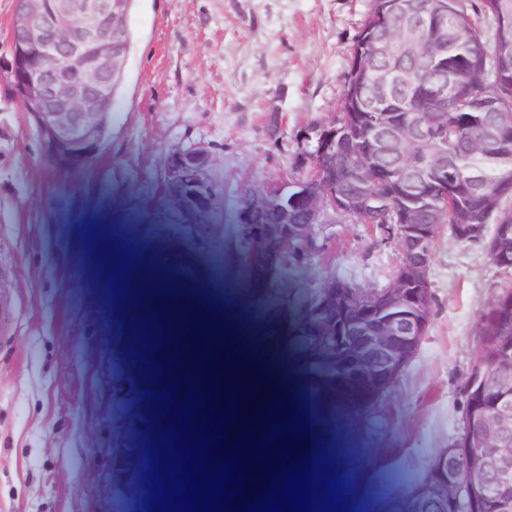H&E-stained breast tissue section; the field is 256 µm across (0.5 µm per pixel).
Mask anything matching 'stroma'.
<instances>
[{
	"label": "stroma",
	"instance_id": "35a3bbf8",
	"mask_svg": "<svg viewBox=\"0 0 512 512\" xmlns=\"http://www.w3.org/2000/svg\"><path fill=\"white\" fill-rule=\"evenodd\" d=\"M371 0H131L129 50L102 149L60 174L8 82H0V512H112L134 455L157 457L166 415L136 326L146 271L199 291L245 336L281 351L302 381L310 447L342 454L325 479L344 512H398L460 432L476 328L512 271L441 225L428 270L430 326L381 396L343 395L303 297L342 280L381 289L396 239L325 211L292 276L241 247L245 192L303 180L304 130L339 110ZM205 154L213 205L191 216L165 192L173 155ZM125 264L124 276L112 281ZM153 396L134 412L126 395Z\"/></svg>",
	"mask_w": 512,
	"mask_h": 512
}]
</instances>
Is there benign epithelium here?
Masks as SVG:
<instances>
[{
  "instance_id": "7a95c632",
  "label": "benign epithelium",
  "mask_w": 512,
  "mask_h": 512,
  "mask_svg": "<svg viewBox=\"0 0 512 512\" xmlns=\"http://www.w3.org/2000/svg\"><path fill=\"white\" fill-rule=\"evenodd\" d=\"M382 10L405 19L400 34L369 22L357 39L352 70L357 79L345 88L349 111L361 113L363 138L352 149L349 127L336 119L306 129L302 141L312 162L306 179L294 189L270 187L248 193L237 222L251 228V247L279 259L295 245L314 239L321 213L357 214L370 188L394 181L400 204L387 223L413 244L418 259L400 263L386 288L336 287L319 290L323 306L333 307L341 324L323 325V334L339 346L355 341L365 365L358 383L385 390L414 356L429 322L424 314L430 296L428 256L437 225L422 224L418 202L452 212L453 234L478 239L483 226L470 220L489 214L494 196L477 194L479 177L451 164L450 112L467 109L485 114L475 150L486 141L512 136V112L495 99L464 86L448 70V43L431 37L421 44L426 66L413 63V47L423 33L444 25L445 6L420 0H379ZM130 0H18L11 27V60L6 72L11 89L35 125L41 151L56 169L79 171L98 155L111 116L127 50ZM423 140L429 152L410 170H394L382 157L403 142ZM354 184L357 191L348 190ZM167 191L181 207L204 213L211 191L205 181V156L189 151L171 159ZM272 211L276 221L265 227L252 219ZM487 321L512 319V292L494 299ZM487 369L471 373L467 412L458 437L436 458L430 476L410 500V512H512V338H482Z\"/></svg>"
}]
</instances>
